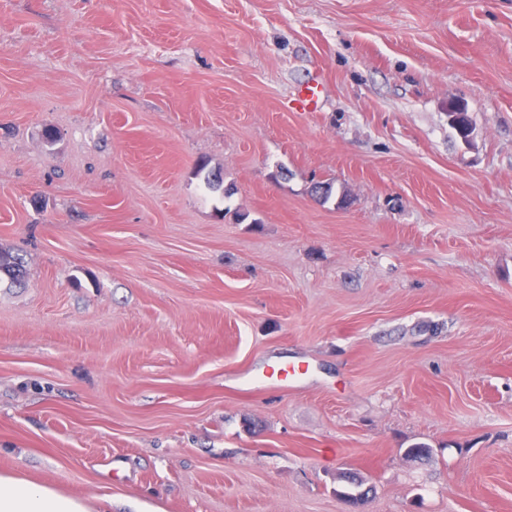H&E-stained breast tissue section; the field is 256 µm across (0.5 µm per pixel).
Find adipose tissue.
<instances>
[{
	"label": "adipose tissue",
	"instance_id": "ef3b65f1",
	"mask_svg": "<svg viewBox=\"0 0 512 512\" xmlns=\"http://www.w3.org/2000/svg\"><path fill=\"white\" fill-rule=\"evenodd\" d=\"M0 512H90L85 500L15 473H0Z\"/></svg>",
	"mask_w": 512,
	"mask_h": 512
}]
</instances>
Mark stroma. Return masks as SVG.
<instances>
[{"mask_svg":"<svg viewBox=\"0 0 512 512\" xmlns=\"http://www.w3.org/2000/svg\"><path fill=\"white\" fill-rule=\"evenodd\" d=\"M0 251V471L512 512V0H0Z\"/></svg>","mask_w":512,"mask_h":512,"instance_id":"35a3bbf8","label":"stroma"}]
</instances>
